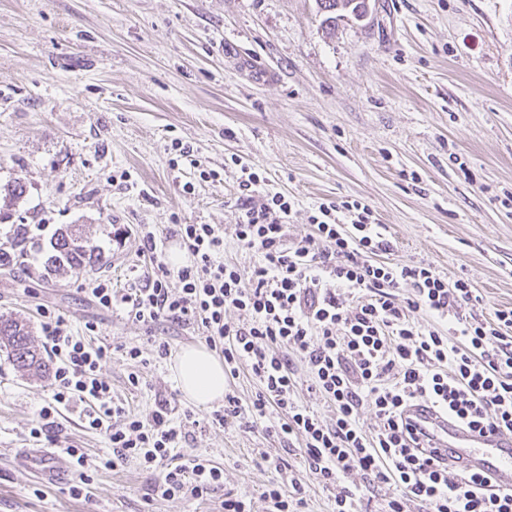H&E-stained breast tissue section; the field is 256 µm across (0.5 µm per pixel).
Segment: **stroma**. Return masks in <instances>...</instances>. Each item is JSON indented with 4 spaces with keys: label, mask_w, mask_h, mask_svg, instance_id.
I'll use <instances>...</instances> for the list:
<instances>
[{
    "label": "stroma",
    "mask_w": 512,
    "mask_h": 512,
    "mask_svg": "<svg viewBox=\"0 0 512 512\" xmlns=\"http://www.w3.org/2000/svg\"><path fill=\"white\" fill-rule=\"evenodd\" d=\"M369 4L364 20L329 30L317 0H0V242L29 229L22 263L0 272V317L30 322L41 348L59 316L108 346L113 398L145 414L166 395L192 418L180 455L224 471L201 499L151 497L160 473L135 460L94 472L85 497L41 486L13 453L52 448L66 467L64 446L112 450L84 428L79 402L32 439L52 378L23 374L0 349V512H224L229 493L270 512L265 486L295 475L305 512H330L336 489L304 469L301 440L211 424L184 398L172 357L204 344L201 328L128 314L153 272L147 230L168 256L180 248L172 225H220L225 260L249 274L256 255L235 237L241 166L293 201L287 246L311 234L319 204L357 199L396 244L387 262L468 279L484 312L512 307V0ZM17 181L19 198L8 192ZM67 225L101 264L47 274ZM98 282L115 292L112 308L91 301ZM158 339L169 357L158 358ZM133 345L144 363L123 355Z\"/></svg>",
    "instance_id": "35a3bbf8"
}]
</instances>
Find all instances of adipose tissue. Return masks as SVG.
I'll return each instance as SVG.
<instances>
[{
	"label": "adipose tissue",
	"instance_id": "ef3b65f1",
	"mask_svg": "<svg viewBox=\"0 0 512 512\" xmlns=\"http://www.w3.org/2000/svg\"><path fill=\"white\" fill-rule=\"evenodd\" d=\"M172 371L185 398L204 408L224 397V364L203 347L188 346L175 357Z\"/></svg>",
	"mask_w": 512,
	"mask_h": 512
}]
</instances>
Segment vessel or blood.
<instances>
[{
	"label": "vessel or blood",
	"mask_w": 512,
	"mask_h": 512,
	"mask_svg": "<svg viewBox=\"0 0 512 512\" xmlns=\"http://www.w3.org/2000/svg\"><path fill=\"white\" fill-rule=\"evenodd\" d=\"M411 420L430 438L433 447L460 457L470 467L490 474L500 487L512 489V434L478 432L459 424L448 413L423 403L407 410ZM15 465L34 469L41 480L56 482L61 470L52 452L32 451L16 456Z\"/></svg>",
	"instance_id": "b4317fda"
}]
</instances>
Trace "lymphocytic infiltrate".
Here are the masks:
<instances>
[{
	"label": "lymphocytic infiltrate",
	"instance_id": "f902f5d3",
	"mask_svg": "<svg viewBox=\"0 0 512 512\" xmlns=\"http://www.w3.org/2000/svg\"><path fill=\"white\" fill-rule=\"evenodd\" d=\"M263 182L251 172L239 183L235 235L258 257L250 274L225 262L218 225H178L175 234L190 264L174 271L157 262L130 316L143 323L165 318L200 324L206 343L222 354L225 372L247 370L259 385L246 405L225 394L212 423L236 419L252 430L270 410L285 412L273 431L302 439L305 468L336 488L333 512H359L360 489L343 484L354 473L369 486L390 488L383 512L412 506L417 512H512V490L425 452L405 418L408 406L427 401L468 428L512 433V308L477 313L481 298L469 281L447 282L422 262H378L394 243L371 222L369 205L356 199L320 204L309 217L314 235L286 246L292 204L278 194L256 202ZM404 285L411 293L401 299L396 291ZM229 308L243 311L245 320L225 322ZM417 312L431 317L434 327L415 323ZM45 334L58 363L32 438L43 434L44 421L79 401L88 428L112 447L111 457L92 462L83 449L67 446L71 495H83L92 471L131 459L161 469L153 490L165 498L200 499L223 484V470L207 458L174 463L172 452L187 432L166 396L156 397L145 416L113 401L101 376L112 358L108 347L73 335L60 317L46 324ZM302 374L309 390L333 406V422L298 404ZM365 410L375 418L369 432L360 425Z\"/></svg>",
	"mask_w": 512,
	"mask_h": 512
}]
</instances>
